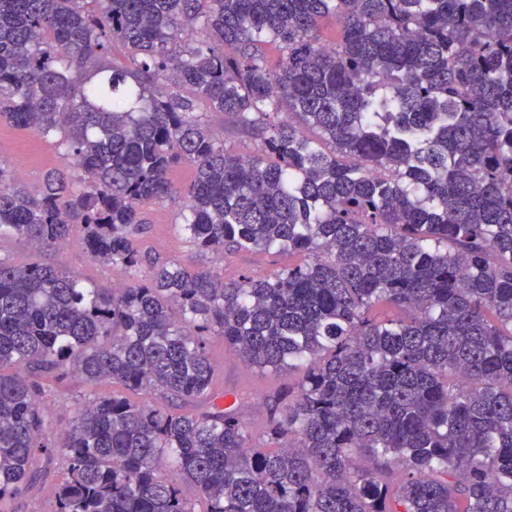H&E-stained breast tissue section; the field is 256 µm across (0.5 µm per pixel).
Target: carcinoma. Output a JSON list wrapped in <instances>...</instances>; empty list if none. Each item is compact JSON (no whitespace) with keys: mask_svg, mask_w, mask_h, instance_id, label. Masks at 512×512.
<instances>
[{"mask_svg":"<svg viewBox=\"0 0 512 512\" xmlns=\"http://www.w3.org/2000/svg\"><path fill=\"white\" fill-rule=\"evenodd\" d=\"M0 121L73 160L33 190L0 162V235L120 276L0 258V503L61 456L52 512H512V0H0ZM179 193L199 252L309 261L153 258L143 207ZM211 336L294 378L260 439ZM66 370L121 393L56 443ZM210 124L214 132L224 139V146L229 150L236 151L243 154H256L258 153L259 141L256 140L251 134L240 129L228 128L225 125L221 115L210 112ZM0 258L16 264L42 261L58 265L70 274L100 286H111L119 275L112 266L92 261L86 246L78 237L62 249L35 250L25 239L5 233L0 238Z\"/></svg>","mask_w":512,"mask_h":512,"instance_id":"obj_1","label":"carcinoma"}]
</instances>
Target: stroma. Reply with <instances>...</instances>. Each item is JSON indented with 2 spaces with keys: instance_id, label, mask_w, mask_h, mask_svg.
Returning a JSON list of instances; mask_svg holds the SVG:
<instances>
[{
  "instance_id": "obj_1",
  "label": "stroma",
  "mask_w": 512,
  "mask_h": 512,
  "mask_svg": "<svg viewBox=\"0 0 512 512\" xmlns=\"http://www.w3.org/2000/svg\"><path fill=\"white\" fill-rule=\"evenodd\" d=\"M0 156L13 164L20 179L31 188L40 184L49 168L70 164L69 158L60 155L52 141L5 122H0ZM182 206L183 201L178 197L145 206L147 222L139 236L143 250L172 262L227 275H266L288 264L286 256L261 251L234 254L197 252L189 239L175 229ZM0 258L17 264L42 261L58 265L80 279L101 286L111 285L118 277L112 266L92 261L85 245L77 238L61 249L36 250L25 239L7 233L0 236ZM209 353L225 388L242 394L248 405L250 422L259 424L264 414V399L274 389L283 386L286 381L284 374L245 368L225 347L220 336L211 338ZM44 386L46 427L50 434L57 436L73 422L77 408L88 396L90 388L81 377L71 372L45 380Z\"/></svg>"
}]
</instances>
